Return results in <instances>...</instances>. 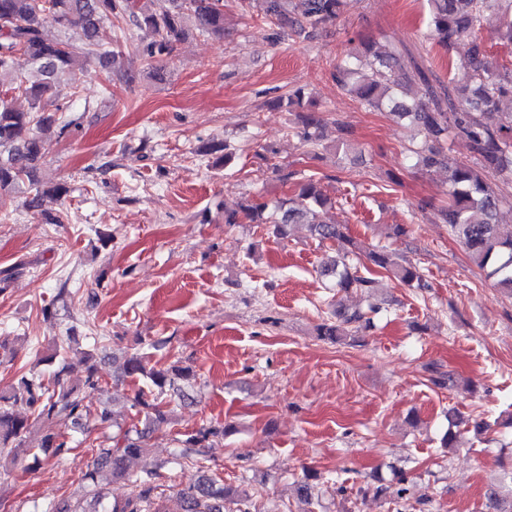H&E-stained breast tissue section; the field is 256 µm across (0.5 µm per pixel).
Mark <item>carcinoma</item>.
Here are the masks:
<instances>
[{
    "label": "carcinoma",
    "mask_w": 512,
    "mask_h": 512,
    "mask_svg": "<svg viewBox=\"0 0 512 512\" xmlns=\"http://www.w3.org/2000/svg\"><path fill=\"white\" fill-rule=\"evenodd\" d=\"M154 0H0V75L13 70L15 59L25 56L31 69L16 77L9 91L0 92V196L23 183L30 187L25 209L38 211L46 195L61 197L67 193L63 184L43 186L36 178L43 157L44 137L55 131L67 133L77 125L61 115L58 104L64 89L76 94L71 82L74 73L88 70L92 62L110 65L118 52L99 42L104 24L116 28L117 37L132 38L138 32L133 49L141 55L154 76H162L159 63L170 55L175 44L190 31L224 38V0H166L169 7L156 11L148 7ZM428 15L423 40H435L452 49L461 37L471 38L465 61L471 86L454 93L437 81L414 60L372 50L353 53L336 64L332 79L347 95L369 110L386 109L395 116L418 125L424 135L414 151L416 165L428 172L443 171L448 183V204L438 210V220L448 225L465 248L471 262L485 272L494 287L512 294V232L507 234L498 223L499 197L489 181L495 176L512 178V124L491 126L484 115L512 100V69H500L488 60L478 34L486 29L497 31L512 44V0H427ZM244 11L255 12L280 30L311 34L335 20L343 11L344 0H241ZM74 29L82 33L84 43L77 47L65 39H49L47 26ZM25 97L28 108L14 105L10 93ZM304 90L297 88L276 105L295 113L297 135L307 144L317 146L320 129L326 124L323 113L300 112ZM469 143L475 162L449 163L444 153L448 138ZM331 204L320 180L312 175L300 177V189L291 198L274 205L252 198L236 208H224V223L268 224L282 238L291 224H305L320 242L339 243L343 256L365 254L371 265L383 269L411 288H422L416 266L401 263L384 248L363 251L339 224L318 219V210ZM360 274L358 268L334 262L323 267L322 275L336 278L344 291L358 288L370 295L375 279L370 268ZM371 318L361 309L340 315L338 323L323 322L318 336L336 342L348 333L369 327ZM89 366L83 388L70 386L64 378L66 367L46 376L30 372L17 381L0 384V479L8 478L7 464L21 454H40L57 458L67 447V429L80 427L90 415L84 393L102 387L96 357L87 353ZM122 372L127 377L146 381L124 412H113L108 404L96 410L100 424L112 423L116 432L110 444L101 446L93 467L108 468L112 477L129 482L137 490L136 502L112 504L101 512H165L153 498L155 473L130 471L132 460L146 454L155 426L170 420L172 409L164 395L184 396L191 385L192 371L173 365L166 369L150 367L139 356L125 359ZM53 425L37 446L27 442L29 416ZM226 427H201L187 430L178 442L185 448L198 446L211 437H224ZM183 512H224L230 491L207 474L178 492Z\"/></svg>",
    "instance_id": "cac0c4a2"
}]
</instances>
